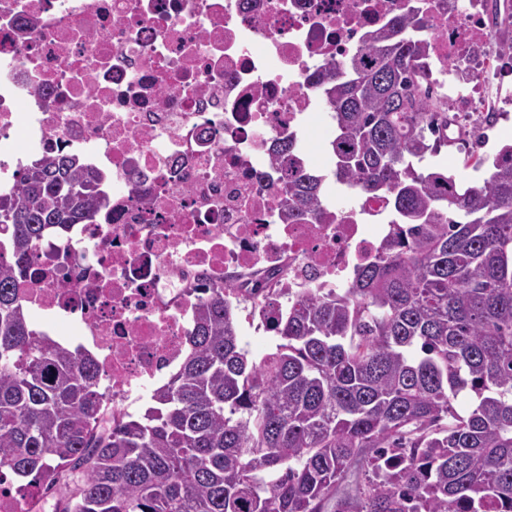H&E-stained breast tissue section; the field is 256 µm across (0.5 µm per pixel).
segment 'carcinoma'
<instances>
[{
  "instance_id": "1",
  "label": "carcinoma",
  "mask_w": 512,
  "mask_h": 512,
  "mask_svg": "<svg viewBox=\"0 0 512 512\" xmlns=\"http://www.w3.org/2000/svg\"><path fill=\"white\" fill-rule=\"evenodd\" d=\"M416 31L397 18L317 75L330 175L391 202L377 255L344 291L277 312L258 363L226 290L208 289L137 419L104 424L94 360L36 333L14 287L42 242L93 221L99 188L73 157L25 169L0 196V475L66 487L55 512H512V145L481 185L417 168L453 142ZM321 192L288 170V219L324 223Z\"/></svg>"
}]
</instances>
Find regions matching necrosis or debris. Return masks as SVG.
<instances>
[{
	"label": "necrosis or debris",
	"mask_w": 512,
	"mask_h": 512,
	"mask_svg": "<svg viewBox=\"0 0 512 512\" xmlns=\"http://www.w3.org/2000/svg\"><path fill=\"white\" fill-rule=\"evenodd\" d=\"M412 4L423 79L449 132H473L512 82L492 0H0V188L65 154L109 199L15 286L39 334L93 356L113 414L177 371L201 289L264 331L303 292L346 288L390 235L384 196L328 192L326 223L287 222L284 169L314 168L312 130L331 125L314 74Z\"/></svg>",
	"instance_id": "necrosis-or-debris-1"
}]
</instances>
